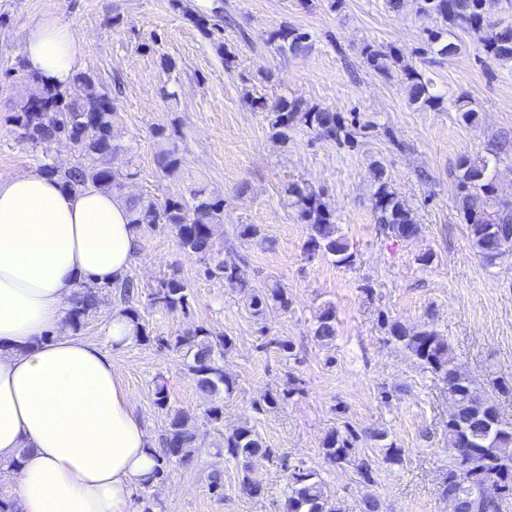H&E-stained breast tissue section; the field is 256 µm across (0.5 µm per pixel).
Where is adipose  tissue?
<instances>
[{
	"label": "adipose tissue",
	"mask_w": 512,
	"mask_h": 512,
	"mask_svg": "<svg viewBox=\"0 0 512 512\" xmlns=\"http://www.w3.org/2000/svg\"><path fill=\"white\" fill-rule=\"evenodd\" d=\"M81 51L53 20L23 46L29 71L61 88ZM139 240L127 203L96 183L73 191L37 169L0 177V473L14 512H131L129 485L160 465L111 356L134 341V322L113 309L107 351L66 323L77 284L120 283Z\"/></svg>",
	"instance_id": "adipose-tissue-1"
}]
</instances>
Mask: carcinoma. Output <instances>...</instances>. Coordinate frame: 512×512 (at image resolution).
I'll use <instances>...</instances> for the list:
<instances>
[{
	"label": "carcinoma",
	"mask_w": 512,
	"mask_h": 512,
	"mask_svg": "<svg viewBox=\"0 0 512 512\" xmlns=\"http://www.w3.org/2000/svg\"><path fill=\"white\" fill-rule=\"evenodd\" d=\"M418 13L433 17L440 27L427 30V51L451 57L459 45L446 39L458 30L477 39L482 53L497 63L512 62V25L497 30L490 28L486 16L491 0H418ZM307 35L296 28L284 26L270 34V41L279 49L297 54L306 48ZM363 63L378 75L389 78L400 74L409 102L420 108H436L443 96L434 89L433 80L418 72L404 60L396 48L383 51L372 44L362 47ZM114 104L106 93L96 90L92 76L84 73L77 78V88L42 86L40 92L21 107L16 116L23 137L33 145H46L68 140L74 143L80 161L65 170L45 163L41 170L56 175L64 186L76 190L88 181L110 190L120 177L111 166L120 151L114 143L112 121ZM302 123L316 135L340 144H354V135L346 129L340 116L327 107H305L296 99H280L276 112L269 119L274 135L285 137L289 128ZM157 163L167 174L173 173L180 160L173 148H163ZM486 158L463 156L454 172L456 202L469 224L472 248L487 263H493L505 244L512 245V202H501L489 173ZM378 187L373 195L376 224L381 233L395 238H409L418 232L411 207L391 189L385 180L382 165H376ZM298 218L307 226L309 250L335 258L339 264L352 262L353 254L347 239L338 234L332 213L311 188L291 183L285 189ZM129 209L138 227L152 228L158 224L171 227L182 250L205 260L204 274L218 278L233 288L246 289L238 268L224 264L219 258L217 229L223 224L224 205L212 201L204 192L194 193L192 202L170 198L163 207L143 205L133 199ZM103 287L81 286L70 309L67 322L77 333L84 320L97 312L102 302ZM121 302L136 326V341H149L136 307L138 287L127 278L119 287ZM148 300L169 312L186 311L188 294L185 282L172 274L157 281L148 293ZM289 306L287 292L273 281L251 295L250 308L261 315L269 303ZM336 314L332 307L319 313L315 336L329 344L336 338ZM391 340L425 367L437 374L458 394V414L448 421V474L440 486L443 496L456 500L458 512H509L512 507V422L497 418V407L489 404L478 387L457 362L448 340L434 328L412 331L398 322L390 324ZM157 342L183 356L188 373L197 390L207 397L209 406L204 415L210 422L223 418L224 405L218 403L221 394L235 392V380L224 371V353L232 347V339L215 335L198 327L174 336L160 337ZM154 403L165 413L168 428L163 440V464L183 462L192 449L201 447L196 426L183 411L170 405V380L158 375L153 380ZM224 454L236 461L261 456L268 460L280 458L278 449L264 445L256 429L248 424L224 436ZM324 456L336 463L346 461L355 448L337 432L329 433L323 442ZM476 460V468L466 475L461 472V459ZM493 477L506 489L502 496L482 493L485 479ZM282 512H343L340 504L324 491L320 473L309 467L297 466L288 474Z\"/></svg>",
	"instance_id": "carcinoma-1"
}]
</instances>
